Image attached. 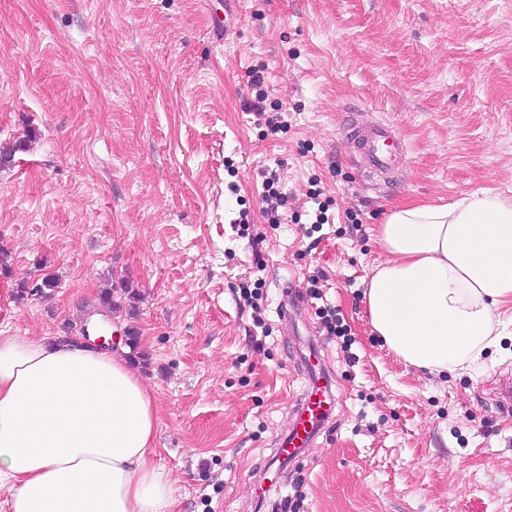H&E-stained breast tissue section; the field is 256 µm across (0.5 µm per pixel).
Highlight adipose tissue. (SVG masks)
<instances>
[{"instance_id": "adipose-tissue-1", "label": "adipose tissue", "mask_w": 512, "mask_h": 512, "mask_svg": "<svg viewBox=\"0 0 512 512\" xmlns=\"http://www.w3.org/2000/svg\"><path fill=\"white\" fill-rule=\"evenodd\" d=\"M370 324L405 363L468 370L499 343L512 303V197L393 206ZM153 396L121 353L58 336L0 338V482L9 512H174L153 459Z\"/></svg>"}]
</instances>
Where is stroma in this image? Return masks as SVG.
Here are the masks:
<instances>
[{
    "label": "stroma",
    "instance_id": "35a3bbf8",
    "mask_svg": "<svg viewBox=\"0 0 512 512\" xmlns=\"http://www.w3.org/2000/svg\"><path fill=\"white\" fill-rule=\"evenodd\" d=\"M224 2L0 0V145L31 140L0 169V336L74 337L97 313L137 332L175 512H279L297 489L305 512H512V306L481 365L431 374L388 350L363 296L393 205L512 196V0ZM255 66L274 136L244 110ZM377 120L406 146L383 182L345 138ZM313 277L350 349L323 332ZM112 286L134 305L106 311ZM312 351L335 407L279 466Z\"/></svg>",
    "mask_w": 512,
    "mask_h": 512
}]
</instances>
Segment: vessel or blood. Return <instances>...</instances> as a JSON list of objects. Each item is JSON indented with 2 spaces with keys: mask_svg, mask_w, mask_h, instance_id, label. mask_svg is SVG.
<instances>
[{
  "mask_svg": "<svg viewBox=\"0 0 512 512\" xmlns=\"http://www.w3.org/2000/svg\"><path fill=\"white\" fill-rule=\"evenodd\" d=\"M349 135L356 154L366 161L369 176L386 174L399 163L404 145L388 123L353 127ZM330 411L331 398L324 385L320 381H312L305 398L297 406L292 426L278 443L276 457L283 461L296 459L300 449L313 444Z\"/></svg>",
  "mask_w": 512,
  "mask_h": 512,
  "instance_id": "1",
  "label": "vessel or blood"
}]
</instances>
